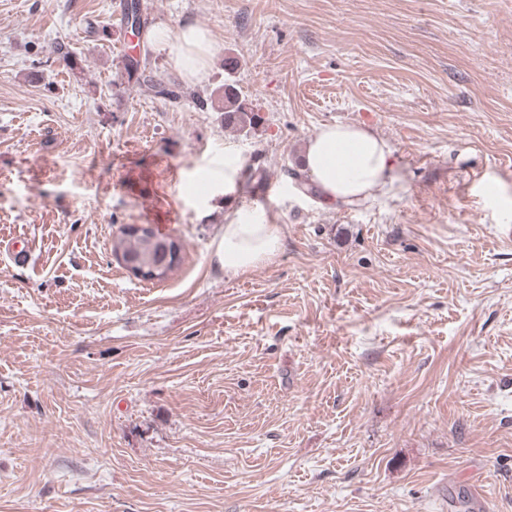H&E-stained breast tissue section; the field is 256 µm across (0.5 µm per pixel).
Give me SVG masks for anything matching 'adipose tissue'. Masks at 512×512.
I'll return each instance as SVG.
<instances>
[{"mask_svg":"<svg viewBox=\"0 0 512 512\" xmlns=\"http://www.w3.org/2000/svg\"><path fill=\"white\" fill-rule=\"evenodd\" d=\"M147 37L186 79L205 75L214 43L209 32L189 23L175 28L158 25ZM302 170L323 201L349 205L388 191L393 180L394 149L366 126L329 125L309 139ZM214 244V267L237 276L276 258L284 249L285 231L273 217L240 208L226 215Z\"/></svg>","mask_w":512,"mask_h":512,"instance_id":"adipose-tissue-1","label":"adipose tissue"}]
</instances>
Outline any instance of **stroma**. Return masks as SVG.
Instances as JSON below:
<instances>
[{
  "label": "stroma",
  "instance_id": "1",
  "mask_svg": "<svg viewBox=\"0 0 512 512\" xmlns=\"http://www.w3.org/2000/svg\"><path fill=\"white\" fill-rule=\"evenodd\" d=\"M124 3L0 0V512H512V0H140L213 35L174 102ZM227 83L257 133L198 107ZM326 124L391 143L387 193L290 176ZM258 195L283 252L215 270ZM126 224L177 269L119 265ZM127 73L129 79L134 80L135 84L151 90L156 96L169 100H177L181 97L174 83L159 79L152 69H148L146 64L141 65V61L137 58H128Z\"/></svg>",
  "mask_w": 512,
  "mask_h": 512
}]
</instances>
